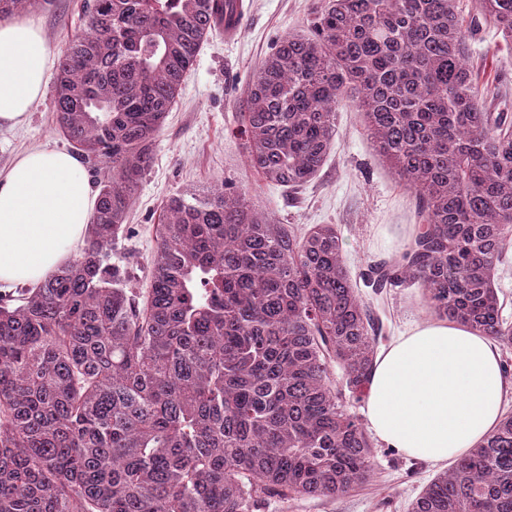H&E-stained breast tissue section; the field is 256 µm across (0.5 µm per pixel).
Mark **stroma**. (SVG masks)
Masks as SVG:
<instances>
[{"label": "stroma", "instance_id": "1", "mask_svg": "<svg viewBox=\"0 0 512 512\" xmlns=\"http://www.w3.org/2000/svg\"><path fill=\"white\" fill-rule=\"evenodd\" d=\"M317 2L243 0L246 22L236 38L228 41L218 33L203 44L165 120L153 164L128 215L127 232L112 251L113 261L128 267L131 287L148 285L153 227L168 198L187 192L203 195L227 182L246 188L249 204L276 223L300 229L336 225L352 274L368 263L392 258L407 244L414 222L413 197L379 160L353 108H340L327 162L304 189L293 192L268 182L248 164L238 133L248 84L276 41L306 32ZM83 3L45 0L29 17L43 26L59 52L86 28ZM468 65L480 85L500 89L497 98L485 99L486 109L512 113V48L506 47L501 34L492 28L478 32L470 42ZM53 95V85H46L24 124L0 126V171L32 148L68 149L55 129ZM378 306L391 339L428 317L419 288L407 285L389 289ZM375 461L365 485L337 499L295 501L288 512H409L423 487L445 470L444 465L413 460L380 443L375 446Z\"/></svg>", "mask_w": 512, "mask_h": 512}]
</instances>
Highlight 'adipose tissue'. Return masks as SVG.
<instances>
[{
	"mask_svg": "<svg viewBox=\"0 0 512 512\" xmlns=\"http://www.w3.org/2000/svg\"><path fill=\"white\" fill-rule=\"evenodd\" d=\"M54 63L32 20L0 23V122L24 123ZM96 197L80 159L35 148L0 174V287L38 286L83 246ZM500 348L462 323L414 324L376 357L363 413L372 436L430 463L465 456L502 417Z\"/></svg>",
	"mask_w": 512,
	"mask_h": 512,
	"instance_id": "obj_1",
	"label": "adipose tissue"
}]
</instances>
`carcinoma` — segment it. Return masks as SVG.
<instances>
[{
  "instance_id": "1",
  "label": "carcinoma",
  "mask_w": 512,
  "mask_h": 512,
  "mask_svg": "<svg viewBox=\"0 0 512 512\" xmlns=\"http://www.w3.org/2000/svg\"><path fill=\"white\" fill-rule=\"evenodd\" d=\"M39 2L0 0V22ZM226 3L92 0L63 51L51 110L98 194L84 247L0 295V512H265L366 484L374 443L350 406L391 286L512 353L496 283L512 250V114L485 110L467 65L482 25L512 45V0H472L467 25L456 0H321L248 85L241 133L265 180L310 183L351 106L411 191L416 232L360 274L371 294L334 225L275 224L226 185L166 201L148 287H128L112 245ZM411 512H512V413Z\"/></svg>"
}]
</instances>
